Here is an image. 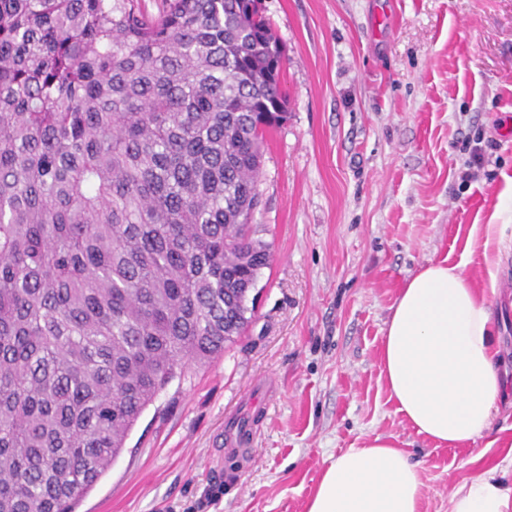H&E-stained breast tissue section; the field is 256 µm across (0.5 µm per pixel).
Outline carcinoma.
<instances>
[{"mask_svg": "<svg viewBox=\"0 0 512 512\" xmlns=\"http://www.w3.org/2000/svg\"><path fill=\"white\" fill-rule=\"evenodd\" d=\"M258 0H0V512H75L251 323L288 120Z\"/></svg>", "mask_w": 512, "mask_h": 512, "instance_id": "obj_1", "label": "carcinoma"}]
</instances>
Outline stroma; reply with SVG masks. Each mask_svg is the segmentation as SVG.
I'll return each instance as SVG.
<instances>
[{
	"label": "stroma",
	"instance_id": "35a3bbf8",
	"mask_svg": "<svg viewBox=\"0 0 512 512\" xmlns=\"http://www.w3.org/2000/svg\"><path fill=\"white\" fill-rule=\"evenodd\" d=\"M285 49L288 121L268 138L252 221L274 258L222 357L143 412L76 512H306L331 456L372 434L421 465V512L512 449V253L490 278L472 225L512 236V0H264ZM478 179L463 181L473 153ZM467 256L500 330L491 429L437 448L381 378L406 281ZM251 452L224 451L229 417Z\"/></svg>",
	"mask_w": 512,
	"mask_h": 512
}]
</instances>
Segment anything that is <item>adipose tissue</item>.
<instances>
[{"label": "adipose tissue", "instance_id": "obj_1", "mask_svg": "<svg viewBox=\"0 0 512 512\" xmlns=\"http://www.w3.org/2000/svg\"><path fill=\"white\" fill-rule=\"evenodd\" d=\"M499 335L465 262H431L391 308L380 365L404 421L438 448H461L491 427L505 383ZM420 466L383 435L329 460L307 512H420ZM448 512H512V485L487 469L459 485Z\"/></svg>", "mask_w": 512, "mask_h": 512}]
</instances>
